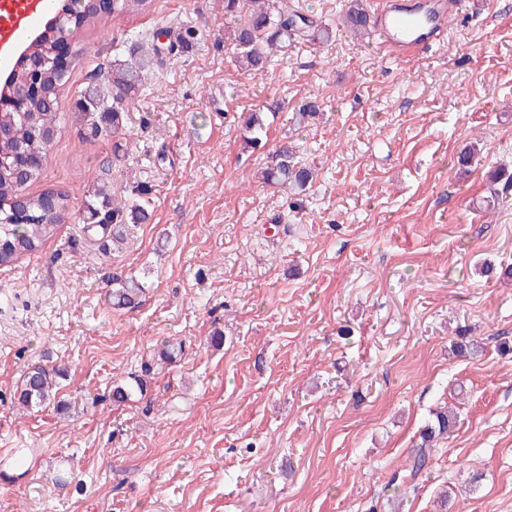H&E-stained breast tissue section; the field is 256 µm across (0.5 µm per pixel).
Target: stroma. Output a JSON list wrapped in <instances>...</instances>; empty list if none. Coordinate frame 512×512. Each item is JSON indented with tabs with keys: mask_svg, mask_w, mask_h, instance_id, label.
<instances>
[{
	"mask_svg": "<svg viewBox=\"0 0 512 512\" xmlns=\"http://www.w3.org/2000/svg\"><path fill=\"white\" fill-rule=\"evenodd\" d=\"M329 40L237 67L224 0H147L73 38L62 119L27 191H65L43 251L0 269V512H512V0H473L421 56H385L339 23L344 0H284ZM196 33L123 99L128 153L75 108L155 30ZM321 116L297 128L301 104ZM262 113V143L243 115ZM315 171L303 206L259 173L285 138ZM485 151L469 173L457 157ZM154 189L121 249L80 208ZM135 277L116 310L111 276ZM479 349L452 350L458 330ZM168 341L177 361L161 360ZM151 364L144 393L112 387ZM34 364L66 368L59 400L23 414ZM458 410L422 468L421 428ZM144 286L133 278L112 276V305L117 309L132 308L141 302Z\"/></svg>",
	"mask_w": 512,
	"mask_h": 512,
	"instance_id": "obj_1",
	"label": "stroma"
}]
</instances>
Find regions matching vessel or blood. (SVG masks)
<instances>
[{"label": "vessel or blood", "instance_id": "1", "mask_svg": "<svg viewBox=\"0 0 512 512\" xmlns=\"http://www.w3.org/2000/svg\"><path fill=\"white\" fill-rule=\"evenodd\" d=\"M49 7V0H0L1 65L10 62L14 48ZM460 7L461 0H380L374 25L382 51L393 58L424 52L442 39L449 14Z\"/></svg>", "mask_w": 512, "mask_h": 512}]
</instances>
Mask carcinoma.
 <instances>
[{
    "instance_id": "1",
    "label": "carcinoma",
    "mask_w": 512,
    "mask_h": 512,
    "mask_svg": "<svg viewBox=\"0 0 512 512\" xmlns=\"http://www.w3.org/2000/svg\"><path fill=\"white\" fill-rule=\"evenodd\" d=\"M341 23L352 32L368 34L370 20L363 0H349L341 15ZM310 19L284 8L275 10L269 0H250L248 15L233 31L231 38L234 59L237 65L252 73L266 67L270 54L285 46L286 42L306 36ZM55 28L43 31V35L26 48L22 63L15 66L14 81L25 84L33 65L52 57ZM151 60L136 57L112 72V99L93 87L77 103L78 111L92 124V132L110 133L117 137L125 129L126 112L121 107L125 96L133 92L135 82ZM42 93L29 97L23 111L17 112L8 105V97L0 96V268L9 267L25 257L42 251L45 244L57 235L60 218L67 209L68 196L57 189L49 188L37 195L24 192L27 183L36 178L38 169L29 161L47 154L57 131L60 116L56 112L59 87L65 78L51 65L40 68ZM320 105L307 101L295 113V122L305 125L319 116ZM251 136L246 144L254 148L260 143L264 119L261 113L253 112L245 122ZM264 180L282 187L290 194L298 195L313 181V171L300 163L298 148L293 141L281 143L275 151L272 164L264 171ZM152 188L140 185L134 190L131 200L117 203L107 190H94L85 201L83 229L87 237L101 241V246H120L126 237L127 225L142 224L150 220V194ZM144 294L142 283L133 278L112 276V305L117 309L132 308L140 303ZM150 372L144 366L143 374L130 381L116 385L112 399L116 402L128 400L133 391H144L147 381L144 375ZM65 376L60 367L50 369L38 365L29 368L17 388L15 396L21 410L31 411L50 404L63 406L56 401L59 379ZM456 424L454 410L441 406L433 412V419L421 431V443L416 453L415 468H421L426 460V449L437 435H446Z\"/></svg>"
}]
</instances>
